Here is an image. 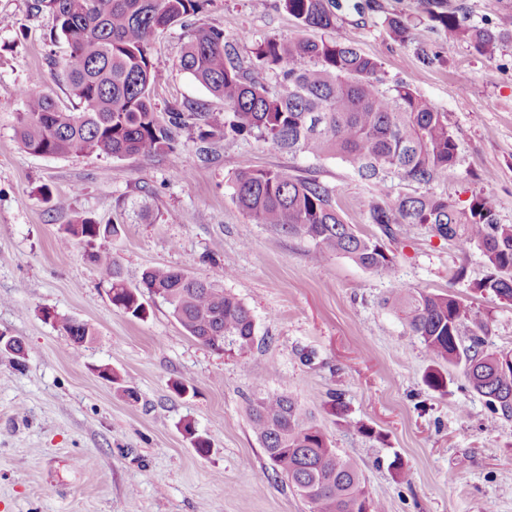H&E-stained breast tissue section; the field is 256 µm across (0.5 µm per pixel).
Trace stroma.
Masks as SVG:
<instances>
[{
    "instance_id": "35a3bbf8",
    "label": "stroma",
    "mask_w": 512,
    "mask_h": 512,
    "mask_svg": "<svg viewBox=\"0 0 512 512\" xmlns=\"http://www.w3.org/2000/svg\"><path fill=\"white\" fill-rule=\"evenodd\" d=\"M31 3L0 0V335L21 337L28 352L21 366L0 354V512H309L252 430L247 409L260 381L311 412L386 512H512V418L492 414L463 367H443L447 389H430L435 363L387 302L396 286L455 293L488 323L487 350H512V305L469 287L484 273L481 251L460 252L417 226L385 243L396 282L344 256L315 262L309 240L237 207L232 172L314 177L335 190L347 223L377 237L370 187L342 160L294 156L252 138L216 139L203 154L186 128L174 149L122 160L25 151L14 131L24 91L68 102L49 63L65 47L49 41L52 19ZM340 3L333 37L448 115L457 164L428 189L462 207L492 194L500 222L512 224V41L483 56L432 28L421 0ZM388 16L411 21V43L387 33ZM198 26L261 38L297 31L281 0H212L202 15L159 30L158 112L188 103L224 117L223 100L179 65L185 34ZM422 49L439 63L423 66ZM80 216L121 226L108 246L129 286L154 266L202 279L231 270L222 286L255 321L249 358L194 340L161 299H147L141 319L115 308L105 274L79 246L59 242ZM50 312L92 325L80 354ZM124 381L137 400L123 396ZM334 395L341 411L330 408ZM187 424L208 440L207 455ZM395 460L407 479L396 477Z\"/></svg>"
}]
</instances>
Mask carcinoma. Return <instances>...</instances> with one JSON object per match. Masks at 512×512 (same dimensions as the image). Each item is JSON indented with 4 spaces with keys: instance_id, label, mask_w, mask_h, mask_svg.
<instances>
[{
    "instance_id": "1",
    "label": "carcinoma",
    "mask_w": 512,
    "mask_h": 512,
    "mask_svg": "<svg viewBox=\"0 0 512 512\" xmlns=\"http://www.w3.org/2000/svg\"><path fill=\"white\" fill-rule=\"evenodd\" d=\"M298 31L288 38L256 39L243 31L233 37L215 27L188 34L181 67L224 100L218 122L189 106L162 117L152 91L163 79L152 48L158 30L202 13L209 0H32L31 9L53 17L56 39L67 53L54 65L72 99L61 107L35 91L23 94L15 116L20 147L33 154L122 159L172 149L176 132L194 128L197 140L243 137L290 154L336 157L349 163L374 190L369 221L388 238L397 227L426 225L466 252L478 248L485 271L471 289L512 302V224L498 220L489 194L460 208L447 194L390 197L388 179L398 176L420 185L448 179L457 147L447 113L405 83L386 84L381 65L336 39L313 40L311 29L336 26V0H281ZM434 26L491 56L512 41V16L499 25L466 26L448 0H421ZM384 25L401 43L411 27L399 17ZM246 49L276 84L249 78L237 47ZM233 199L257 224L310 240L313 259L344 255L376 276L396 281L395 256L379 240L344 222L335 191L313 177L276 169L232 172ZM120 233L116 224L79 217L64 228L62 242L78 245L84 256L109 276L112 305L134 318L146 316L144 295L167 303L189 336L239 360L255 338L250 309L214 281L161 267L143 272L131 288L102 240ZM393 305L412 335L437 365L466 366L469 385L504 418H512V351L489 352V326L475 321L458 296L395 288ZM59 327L78 352L95 331L86 322L63 318ZM251 427L276 471L288 479L311 512H385L370 493L357 466L341 457L302 405L284 392L262 388L248 408Z\"/></svg>"
}]
</instances>
